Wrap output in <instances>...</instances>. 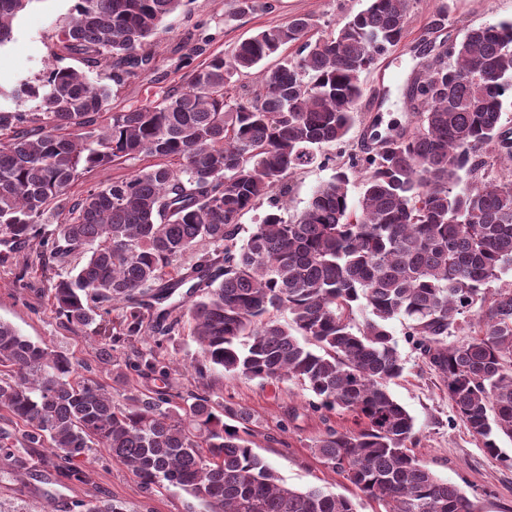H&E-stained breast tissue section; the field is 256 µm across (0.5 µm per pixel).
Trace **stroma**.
Here are the masks:
<instances>
[{"instance_id": "obj_1", "label": "stroma", "mask_w": 512, "mask_h": 512, "mask_svg": "<svg viewBox=\"0 0 512 512\" xmlns=\"http://www.w3.org/2000/svg\"><path fill=\"white\" fill-rule=\"evenodd\" d=\"M269 10L242 13L237 0H185L166 16L162 30L147 47L153 61L139 76L113 86L112 73L99 67L90 71L93 82L112 86L111 107L120 112L155 100L161 94L184 86L191 47L203 57L230 55L234 46L265 28L282 24L297 15L312 16V37L328 35L337 25L364 10L368 0H272ZM74 0H34L14 22L11 42L0 46V87L13 88L37 82L47 66L56 64L84 70L79 57L57 56L56 35L70 19ZM444 15L441 29L432 27ZM512 21V0H414L408 32L402 43L380 57L363 73L365 95L358 111L360 120L352 129L347 151H357L371 124L380 131L412 128L407 107V84L423 60V51L436 34L461 39L468 27ZM328 163L316 162L296 170L289 178L290 192L284 215L300 212L314 190L336 173V147L325 149ZM71 255L52 266H43L36 245L11 246L0 235V321L10 323L22 335L52 349L66 351L78 374L111 383V368L97 367L95 351L100 342L91 330L64 327L50 299L55 274L67 273L77 264ZM388 329L403 360L401 376L388 385L392 396L413 416L417 443L413 452L438 477L465 490L482 491L483 512H512V468L503 463L512 457V439L499 436L500 456L490 455L457 417L448 391L438 374L413 348L406 336V322L390 321ZM170 372L173 391L199 392L194 367L198 347L189 329L166 340L160 352ZM213 398L245 409L253 425V450L271 464L291 487H321L351 495L352 486L342 476L315 460L309 447L323 425L308 409L312 394L299 382H261L231 375L212 376ZM301 415L289 420V409ZM90 483L69 482L45 472L34 463L30 473L15 476L0 471V512H75L76 500L108 495L126 502L134 512H198L196 501L177 490L146 493L121 464H96Z\"/></svg>"}]
</instances>
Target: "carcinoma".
Masks as SVG:
<instances>
[{"label": "carcinoma", "instance_id": "carcinoma-1", "mask_svg": "<svg viewBox=\"0 0 512 512\" xmlns=\"http://www.w3.org/2000/svg\"><path fill=\"white\" fill-rule=\"evenodd\" d=\"M32 2L0 0V46ZM182 2L76 0L58 50L89 68L112 64L118 84L149 69L142 46ZM412 7L370 0L315 41L312 19L293 17L242 40L229 59L193 67L184 90L127 111H112L111 89L70 67L0 88V100L38 101L33 112L0 108V233L38 241L46 260L82 254L80 268L51 282L57 314L86 328L119 307L96 362L140 339L125 369L161 382L117 401L66 353L0 321V462L13 474L29 473L43 448L41 463L62 478L88 484L89 466L105 459L150 493H186L200 512H358V498L382 512H482L477 493L412 453L414 418L387 389L403 372L388 324L407 321L459 419L512 467L496 444L512 438V286L491 287L512 271V133L502 130L512 22L470 28L421 63L407 90L413 129L377 133V145L347 154L293 220L277 211L288 176L345 142L361 75L402 42ZM271 57L260 86L241 82ZM138 155L160 162L70 195L82 174ZM351 171L362 177L354 204ZM265 199L274 209L241 237L239 216ZM64 210L68 221L42 234L38 225ZM201 240L214 252L171 274ZM189 281L199 293L186 312L144 324L143 299L165 300ZM359 311L368 312L361 323ZM464 314L470 337L448 341ZM184 320L201 354L198 379H295L315 396L309 408L325 429L311 453L354 496L289 487L253 451L247 412L208 390L171 393L157 349ZM335 411L352 427L330 425ZM75 508L129 510L106 495Z\"/></svg>", "mask_w": 512, "mask_h": 512}]
</instances>
